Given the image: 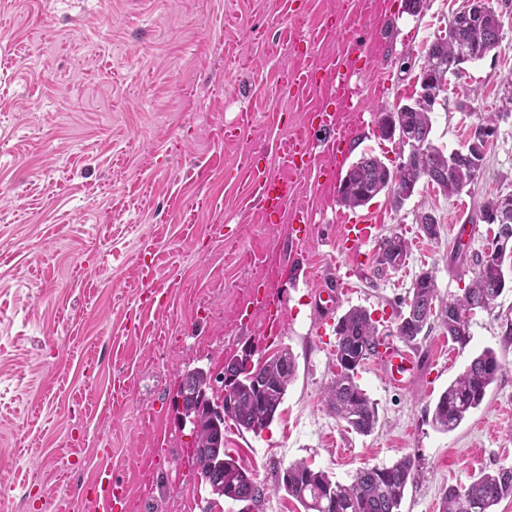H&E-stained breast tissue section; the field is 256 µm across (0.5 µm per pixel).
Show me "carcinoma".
Here are the masks:
<instances>
[{
	"label": "carcinoma",
	"mask_w": 512,
	"mask_h": 512,
	"mask_svg": "<svg viewBox=\"0 0 512 512\" xmlns=\"http://www.w3.org/2000/svg\"><path fill=\"white\" fill-rule=\"evenodd\" d=\"M500 37L492 19L480 25L466 20L448 27L446 38L432 41L425 49L423 66L456 76L463 74V64L476 58ZM401 123L413 129L428 143L427 152L414 157L408 165L391 170L374 156H364L353 163L338 188L340 201L349 208L365 205L387 190L400 206L409 199L421 178L435 175L448 182L451 194H460L474 182L465 163L448 167V156L430 140L432 124L426 112H407ZM408 251V243L397 234L379 243L376 263L395 267L397 258ZM512 250L491 247L475 257V272L462 293L444 302L439 319L448 339L465 345L469 339L466 314L475 310L490 311L496 299L512 288ZM407 311L397 315L396 334L406 343L421 336L430 323L434 301L438 298L434 272L418 274L410 290ZM336 374L327 389L326 404L345 428L368 435L378 424V408L357 382V374L365 361L378 354L381 336L367 310L352 307L337 321ZM503 362L491 349L483 350L439 395L432 413V425L444 432L455 430L484 401L489 387L497 380ZM224 374L232 382L224 385V394L214 393L210 371L193 368L184 374V406L195 411L198 446L211 437L224 433V421H214L202 392L213 394V400L224 404V417L236 428L258 434L278 415L288 386L296 376V362L288 350L270 357L250 371H238L232 361L224 363ZM419 465L405 456L389 466L359 471L349 484L340 483L324 470H316L304 462L278 468L275 488L299 502L304 512H399L407 486L416 481ZM211 483H218L236 502H261L264 485L244 471L238 460L224 453V465L208 469ZM512 497V467H500L486 473L470 486L450 488L442 496L439 512H492L500 501Z\"/></svg>",
	"instance_id": "cac0c4a2"
}]
</instances>
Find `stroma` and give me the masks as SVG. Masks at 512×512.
<instances>
[{
    "instance_id": "1",
    "label": "stroma",
    "mask_w": 512,
    "mask_h": 512,
    "mask_svg": "<svg viewBox=\"0 0 512 512\" xmlns=\"http://www.w3.org/2000/svg\"><path fill=\"white\" fill-rule=\"evenodd\" d=\"M463 4L430 0L413 14L406 0H377L328 34L338 0H0V512H54L62 497L87 512L106 463L127 486L128 512H202L209 495L187 463L191 436L171 398L186 370L220 369L248 346L255 361L287 350L297 366L268 428L224 429L227 452L270 487L292 462L348 484L410 455L420 473L400 512H439L448 487L512 466V342L501 328L512 288L493 310L468 315L466 346L432 319L411 346L422 363L408 385H389L366 361L358 381L379 415L370 435L346 430L323 399L338 315L365 308L391 338L420 271L434 272L441 299L458 294L497 231L475 210L512 193L511 114L461 194L422 182L399 207L385 191L357 208L338 198L361 156L401 162L397 140L379 135L380 109L414 95L426 46ZM496 7L499 47L466 64L431 114L445 151L464 146L512 80V0ZM303 39L318 61L357 45L368 62L356 67L358 111L341 108L336 128L312 134L319 154L337 129L353 130L344 164L328 181L313 169L293 174L311 215L293 224L264 219L245 174L254 165L282 174L280 150L329 103L327 85L310 96L285 89ZM243 114L248 129L225 136ZM421 211L436 217V239L419 231ZM358 217L372 237L354 247L345 226ZM393 234L409 243L405 261L378 269V244ZM345 267L352 289L325 314L312 299ZM258 284L288 314L278 331L263 314L239 316ZM487 348L504 367L484 402L454 431L436 430V399ZM156 445L166 458L141 470Z\"/></svg>"
}]
</instances>
